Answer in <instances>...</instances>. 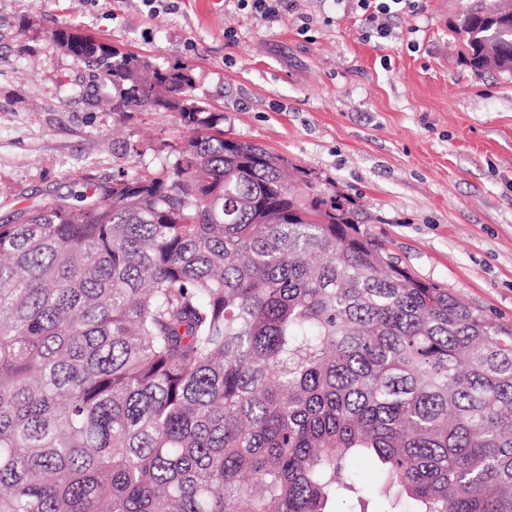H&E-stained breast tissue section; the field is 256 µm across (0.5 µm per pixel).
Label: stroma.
<instances>
[{
    "mask_svg": "<svg viewBox=\"0 0 512 512\" xmlns=\"http://www.w3.org/2000/svg\"><path fill=\"white\" fill-rule=\"evenodd\" d=\"M496 0H421L365 37L355 0H288L265 23L233 0H0V219L45 195L172 165L174 113L125 116L50 38L78 28L192 68L224 130L355 197L392 261L512 325V72L478 74L454 31ZM237 33L227 45L225 30Z\"/></svg>",
    "mask_w": 512,
    "mask_h": 512,
    "instance_id": "obj_1",
    "label": "stroma"
}]
</instances>
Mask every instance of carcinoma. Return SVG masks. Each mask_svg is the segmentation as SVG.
I'll use <instances>...</instances> for the list:
<instances>
[{
  "label": "carcinoma",
  "mask_w": 512,
  "mask_h": 512,
  "mask_svg": "<svg viewBox=\"0 0 512 512\" xmlns=\"http://www.w3.org/2000/svg\"><path fill=\"white\" fill-rule=\"evenodd\" d=\"M512 72V6L458 28ZM49 35L116 112H175L161 171L0 224V512H512V327L359 235V203L224 136L189 66Z\"/></svg>",
  "instance_id": "1"
}]
</instances>
